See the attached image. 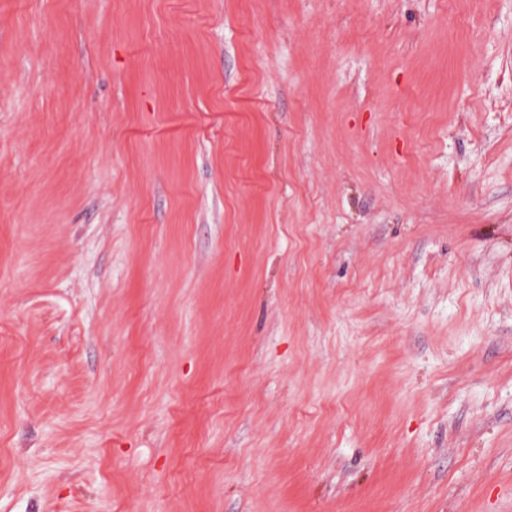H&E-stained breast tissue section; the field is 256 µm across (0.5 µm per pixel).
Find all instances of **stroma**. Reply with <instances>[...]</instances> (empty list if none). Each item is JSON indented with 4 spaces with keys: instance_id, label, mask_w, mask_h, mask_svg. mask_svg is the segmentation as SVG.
Here are the masks:
<instances>
[{
    "instance_id": "1",
    "label": "stroma",
    "mask_w": 512,
    "mask_h": 512,
    "mask_svg": "<svg viewBox=\"0 0 512 512\" xmlns=\"http://www.w3.org/2000/svg\"><path fill=\"white\" fill-rule=\"evenodd\" d=\"M0 512H512V0H0Z\"/></svg>"
}]
</instances>
